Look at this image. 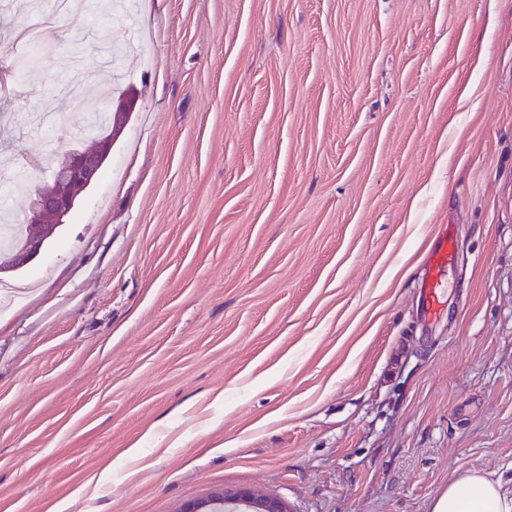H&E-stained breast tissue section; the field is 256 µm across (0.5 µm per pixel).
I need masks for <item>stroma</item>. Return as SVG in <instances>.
<instances>
[{
  "instance_id": "1",
  "label": "stroma",
  "mask_w": 512,
  "mask_h": 512,
  "mask_svg": "<svg viewBox=\"0 0 512 512\" xmlns=\"http://www.w3.org/2000/svg\"><path fill=\"white\" fill-rule=\"evenodd\" d=\"M23 2L0 6V177L90 147L103 90L139 100L0 277L22 294L0 295V512L511 491L512 0H137L125 24L38 0L35 47ZM445 224L459 258L427 319ZM458 248L459 237L456 227L448 224L435 238L425 271L419 282V297L424 317H432L446 304L444 276L448 267L455 264Z\"/></svg>"
}]
</instances>
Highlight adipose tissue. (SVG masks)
Returning a JSON list of instances; mask_svg holds the SVG:
<instances>
[{
	"label": "adipose tissue",
	"mask_w": 512,
	"mask_h": 512,
	"mask_svg": "<svg viewBox=\"0 0 512 512\" xmlns=\"http://www.w3.org/2000/svg\"><path fill=\"white\" fill-rule=\"evenodd\" d=\"M433 512H512V492L501 481L469 473L436 499Z\"/></svg>",
	"instance_id": "obj_1"
}]
</instances>
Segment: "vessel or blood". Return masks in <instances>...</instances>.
<instances>
[{
	"label": "vessel or blood",
	"instance_id": "vessel-or-blood-1",
	"mask_svg": "<svg viewBox=\"0 0 512 512\" xmlns=\"http://www.w3.org/2000/svg\"><path fill=\"white\" fill-rule=\"evenodd\" d=\"M458 248L459 237L455 226H445L435 239L419 282L423 316H433L444 307V276L449 266L455 264Z\"/></svg>",
	"mask_w": 512,
	"mask_h": 512
}]
</instances>
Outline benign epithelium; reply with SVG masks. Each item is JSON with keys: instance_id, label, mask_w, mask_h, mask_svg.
Listing matches in <instances>:
<instances>
[{"instance_id": "benign-epithelium-1", "label": "benign epithelium", "mask_w": 512, "mask_h": 512, "mask_svg": "<svg viewBox=\"0 0 512 512\" xmlns=\"http://www.w3.org/2000/svg\"><path fill=\"white\" fill-rule=\"evenodd\" d=\"M136 108V93L129 90L111 101L112 127L109 133L98 139L96 148L91 152L77 151L65 155L59 171L65 181L72 184L67 191L51 189L52 181H46L37 192L34 216L47 214L51 223L60 225L73 210L79 194L88 189L99 178L102 168L109 158L120 132L127 125ZM47 241L41 236L29 241L18 259L0 268V273L16 271L26 267L38 257ZM288 512L284 503L275 497L258 496L247 490L230 489L215 492L190 504L183 512Z\"/></svg>"}]
</instances>
